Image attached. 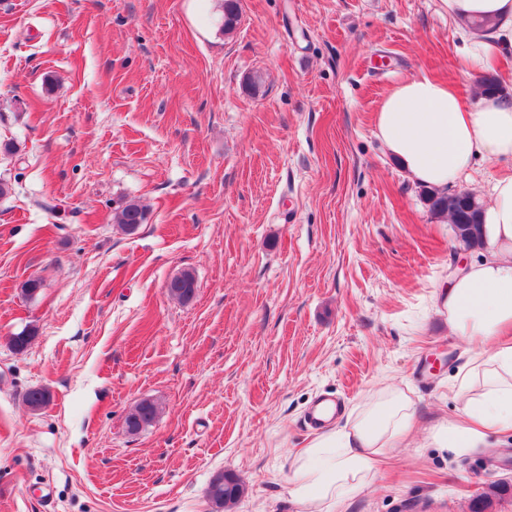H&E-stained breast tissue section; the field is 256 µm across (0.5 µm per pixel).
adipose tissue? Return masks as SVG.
Returning <instances> with one entry per match:
<instances>
[{
    "label": "adipose tissue",
    "mask_w": 512,
    "mask_h": 512,
    "mask_svg": "<svg viewBox=\"0 0 512 512\" xmlns=\"http://www.w3.org/2000/svg\"><path fill=\"white\" fill-rule=\"evenodd\" d=\"M462 30V64L494 69L512 55V0H441ZM476 19L487 20L482 29ZM377 133L410 180L444 192L478 160L512 163V97L475 93L418 76L394 86L375 117ZM483 213V257L454 274L437 295L449 330L473 347L453 388L459 420L419 431L412 400L382 388L368 394L344 424L315 431L288 476L302 512H334L376 477L381 463L409 447L416 433L432 448L461 452L512 437V174L494 177Z\"/></svg>",
    "instance_id": "obj_1"
}]
</instances>
